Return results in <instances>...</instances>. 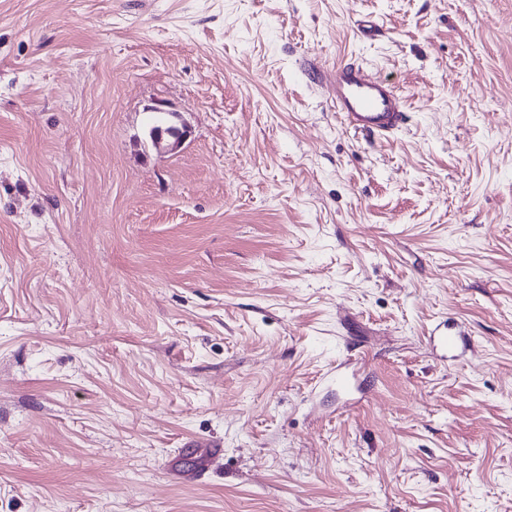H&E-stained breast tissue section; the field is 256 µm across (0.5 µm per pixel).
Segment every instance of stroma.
Wrapping results in <instances>:
<instances>
[{
    "instance_id": "stroma-1",
    "label": "stroma",
    "mask_w": 512,
    "mask_h": 512,
    "mask_svg": "<svg viewBox=\"0 0 512 512\" xmlns=\"http://www.w3.org/2000/svg\"><path fill=\"white\" fill-rule=\"evenodd\" d=\"M0 512H512V0H0ZM329 87L343 123L367 137L389 138L408 123L404 97L362 64L337 63ZM165 128H168L165 130ZM160 127L158 130L156 127H152L150 130V138L155 149L163 152H175L185 142L188 137L187 126L179 128L175 125L168 127ZM437 346L445 353L441 357L443 360L448 359V352L452 353L451 357H456V352L464 353L470 348L471 339L465 328L458 323H445L443 330L439 336H431Z\"/></svg>"
}]
</instances>
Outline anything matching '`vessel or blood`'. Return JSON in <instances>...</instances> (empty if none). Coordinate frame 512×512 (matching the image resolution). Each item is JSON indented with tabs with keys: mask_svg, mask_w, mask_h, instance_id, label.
Returning <instances> with one entry per match:
<instances>
[{
	"mask_svg": "<svg viewBox=\"0 0 512 512\" xmlns=\"http://www.w3.org/2000/svg\"><path fill=\"white\" fill-rule=\"evenodd\" d=\"M331 101L343 123L370 138H387L408 123L403 96L359 63L340 62L330 81ZM435 342L443 352L463 353L471 339L462 325H444Z\"/></svg>",
	"mask_w": 512,
	"mask_h": 512,
	"instance_id": "b4317fda",
	"label": "vessel or blood"
}]
</instances>
